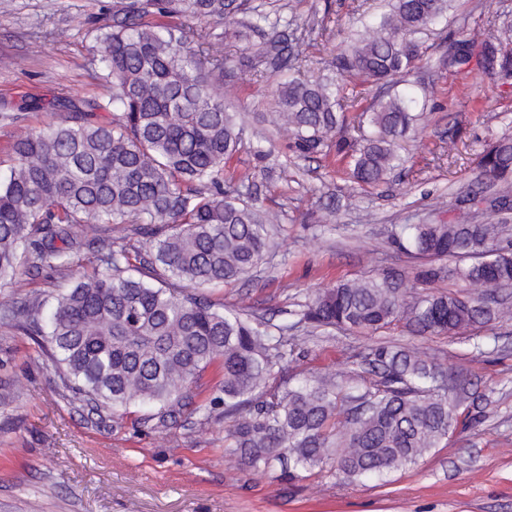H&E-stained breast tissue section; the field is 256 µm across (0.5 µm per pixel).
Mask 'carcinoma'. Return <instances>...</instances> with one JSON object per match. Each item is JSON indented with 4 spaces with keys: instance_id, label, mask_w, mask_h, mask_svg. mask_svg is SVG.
Here are the masks:
<instances>
[{
    "instance_id": "1",
    "label": "carcinoma",
    "mask_w": 512,
    "mask_h": 512,
    "mask_svg": "<svg viewBox=\"0 0 512 512\" xmlns=\"http://www.w3.org/2000/svg\"><path fill=\"white\" fill-rule=\"evenodd\" d=\"M454 0H387L337 58L336 68L389 84L412 70L422 54L419 35L448 19ZM196 21L276 28L250 0H123L97 29L103 79L112 88L105 123L73 120L32 130L13 145L17 165L0 179V280L50 270L70 280L55 294V311L40 321L42 301L0 312L31 336L65 372L74 400L99 415L122 416L149 404V419L165 427L186 406L202 374L224 373L228 448L256 471L276 466L298 478L337 464L348 480L417 464L458 426V405L439 390L444 370L420 352L379 344L360 354L366 378L353 370L319 375L292 386L278 380L287 363L283 329L271 330L242 309L224 308L184 289L232 283L250 273L274 245L278 215L247 196L244 177L224 184V163L239 149L238 115L224 103V74L233 71L224 39L181 23L146 21L155 12ZM247 19L236 20L238 15ZM473 49L458 35L441 60L464 69ZM479 63L489 74L512 75V51L488 43ZM355 100L330 76L303 79L289 71L275 90L265 121L293 137L301 154L334 136L350 158L352 177L377 185L406 158L396 144L422 119L416 98L393 93L366 120L375 134L355 147L340 133ZM482 175L504 190L508 209L512 137L482 154ZM81 224H145L151 264L165 284L129 274L124 236L99 241L87 264ZM506 225L404 224L395 242L422 261L421 287L399 274L341 281L317 294L302 318L318 328L374 335L401 323L417 336L462 335L512 319V304L496 297L512 286V242ZM445 258L455 264L444 268ZM448 276L469 295L429 285Z\"/></svg>"
}]
</instances>
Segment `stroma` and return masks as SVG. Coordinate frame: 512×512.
I'll return each mask as SVG.
<instances>
[{
	"mask_svg": "<svg viewBox=\"0 0 512 512\" xmlns=\"http://www.w3.org/2000/svg\"><path fill=\"white\" fill-rule=\"evenodd\" d=\"M116 0H12L0 11V176L16 158L11 146L24 131L71 120L47 103L69 98L97 103L111 96L101 77L96 29ZM268 12L295 17L277 37L225 35L224 54L246 56L228 82V106L245 116L238 153L224 175L252 176L250 193L277 211V245L245 279L212 285L202 296L251 317L284 325L295 339L288 354L291 383L348 370L357 355L388 342L407 345L446 370L459 401V423L417 465L384 475L344 480L334 466L288 479L257 472L230 454L229 422L220 402L223 372L208 368L201 388L167 427H155L152 406L117 419L71 401L59 373L34 338L0 322V512H512V321L471 336H413L394 327L375 336L316 329L301 319L317 293L347 278L396 270L412 275L415 259L394 241L405 224H444L468 208L473 192L492 195L478 161L512 136V78L440 66L449 43L465 35L474 45L491 37L512 43V0H458L454 18L433 26L415 70L400 91L427 97L422 125L399 146L403 170L375 186L358 184L335 147L304 157L285 132L261 119L270 111L286 54L302 77L335 71L362 16L380 0H263ZM268 152L256 160V146ZM67 280L50 271L23 287L0 288V304L41 298L51 313L52 291Z\"/></svg>",
	"mask_w": 512,
	"mask_h": 512,
	"instance_id": "1",
	"label": "stroma"
}]
</instances>
